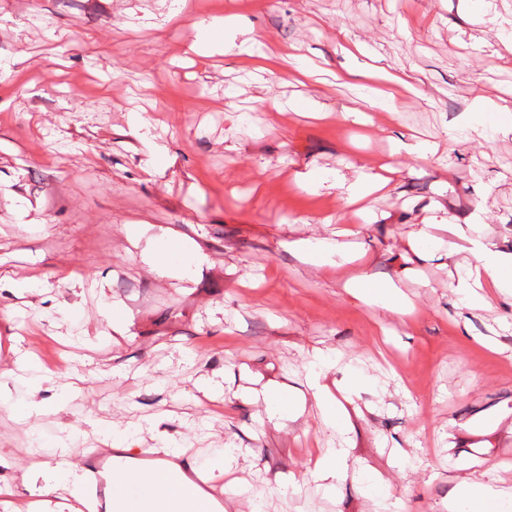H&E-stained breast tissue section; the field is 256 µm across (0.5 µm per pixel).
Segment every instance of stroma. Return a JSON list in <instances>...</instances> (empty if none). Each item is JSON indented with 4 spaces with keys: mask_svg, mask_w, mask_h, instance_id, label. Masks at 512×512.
I'll list each match as a JSON object with an SVG mask.
<instances>
[{
    "mask_svg": "<svg viewBox=\"0 0 512 512\" xmlns=\"http://www.w3.org/2000/svg\"><path fill=\"white\" fill-rule=\"evenodd\" d=\"M480 3L0 0V303L13 309L0 316V363L19 347L57 379L87 376L64 405L56 382L45 385L33 430L26 379L10 381L0 448L25 465L68 444L83 466L103 431L158 416L172 434L189 424L196 459L210 456V432L237 451L226 480L246 490L226 512H445L474 471L511 488L512 305L462 307L453 286L473 256L446 250L449 234L479 221L512 252V132L469 128L473 86L512 91V64L479 45ZM225 17L223 50L191 65L188 46ZM247 31L297 47L316 75L298 83L288 63L274 79L243 70ZM347 37L362 55L342 53ZM367 65L409 74L416 90L396 111L343 121L357 90L338 75ZM414 139L439 144L442 160L392 155ZM391 159V189L367 222L352 221L341 184ZM145 224L166 230L163 260L184 265V279L143 264ZM322 238L360 264H304L296 243ZM360 268L399 288L409 314L348 292ZM71 271L85 279L75 291ZM14 275L32 292L10 293ZM494 331L504 352L481 342ZM319 351L336 360L327 380L356 370L375 381L347 404V432L312 402L279 429L241 401L271 379L308 392ZM218 370L223 394L197 400L196 379ZM481 413L502 420L475 426ZM332 448L349 458L330 498L309 472ZM278 477L300 493L275 491Z\"/></svg>",
    "mask_w": 512,
    "mask_h": 512,
    "instance_id": "35a3bbf8",
    "label": "stroma"
}]
</instances>
